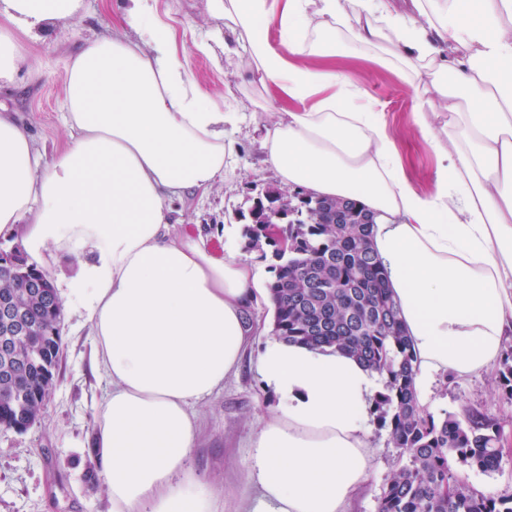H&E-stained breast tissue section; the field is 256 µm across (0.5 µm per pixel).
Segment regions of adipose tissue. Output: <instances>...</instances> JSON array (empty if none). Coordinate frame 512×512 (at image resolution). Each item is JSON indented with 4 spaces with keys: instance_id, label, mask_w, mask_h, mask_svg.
I'll use <instances>...</instances> for the list:
<instances>
[{
    "instance_id": "ef3b65f1",
    "label": "adipose tissue",
    "mask_w": 512,
    "mask_h": 512,
    "mask_svg": "<svg viewBox=\"0 0 512 512\" xmlns=\"http://www.w3.org/2000/svg\"><path fill=\"white\" fill-rule=\"evenodd\" d=\"M212 12L295 108L259 128L281 183L351 197L372 215L370 243L388 272L417 355L424 407L446 373L491 370L512 337V0H209ZM83 0H0V84L23 37L79 15ZM124 24L64 68L71 142L50 158L0 113V236L75 273L96 369L111 389L91 448L111 512H223L190 464L195 404L234 374L254 326L256 274L203 237L172 235L171 204L209 192L231 154L219 111L172 48L152 0H127ZM369 55L429 100L414 114L433 148L429 192L407 178L382 112L330 58ZM257 370L279 398L262 419L235 512H347L374 471L372 398L379 375L345 353L275 342Z\"/></svg>"
}]
</instances>
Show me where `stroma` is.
Returning <instances> with one entry per match:
<instances>
[{"label":"stroma","instance_id":"stroma-1","mask_svg":"<svg viewBox=\"0 0 512 512\" xmlns=\"http://www.w3.org/2000/svg\"><path fill=\"white\" fill-rule=\"evenodd\" d=\"M123 4L124 0H84L80 15L27 39L12 84L0 89V110L24 122L47 154L63 151L70 141L62 110L67 58L88 40L119 26ZM154 5L159 18L172 28L177 53L185 57L190 74L210 102L219 108L233 106L244 115L243 122L229 132L235 157L223 180L207 194H191L175 203L170 215L174 233L202 235L218 254L232 252L255 265L260 291L248 316L257 329L245 361L218 393L195 406L201 431L191 465L204 488L223 487L234 494L244 488L259 424L276 403L256 370L258 355L274 341L273 310L265 292L273 257L268 249H247L242 215L280 182L264 161L253 127L274 121L287 103L278 90L261 82L245 55H225L224 20L210 11L208 0H154ZM203 42L210 45V52L200 51ZM334 65L376 102L408 178L419 191H429L437 158L416 132L412 112L417 99L411 86L368 57L339 58ZM61 336L56 386L41 418L23 431L0 429V512L111 510L102 481L86 479L96 465L90 441L109 384L93 367V342L78 299L62 301ZM434 390L435 415L448 412L462 419L476 409L501 422V469L470 470L466 476L482 491L512 493V399L499 389L496 371L451 376L437 382ZM371 440L379 450V464L353 512H376L385 483L403 462L387 428L374 426Z\"/></svg>","mask_w":512,"mask_h":512}]
</instances>
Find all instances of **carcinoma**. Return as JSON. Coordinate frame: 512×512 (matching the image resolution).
I'll return each mask as SVG.
<instances>
[{"instance_id":"carcinoma-1","label":"carcinoma","mask_w":512,"mask_h":512,"mask_svg":"<svg viewBox=\"0 0 512 512\" xmlns=\"http://www.w3.org/2000/svg\"><path fill=\"white\" fill-rule=\"evenodd\" d=\"M366 209L354 199L269 190L244 226L247 248L273 247L268 283L272 334L281 342L342 350L382 376L374 397L394 447L405 456L378 498L377 512H512V494L477 490L461 469L496 471L501 423L480 411L463 420L422 408L414 387L416 355L398 316L387 271L369 246ZM281 225L286 245L268 232ZM31 272L5 274L0 304L33 319L36 336H10L0 350V428L24 430L45 408L61 348L57 303L27 288ZM499 386L512 399V346L503 351Z\"/></svg>"}]
</instances>
